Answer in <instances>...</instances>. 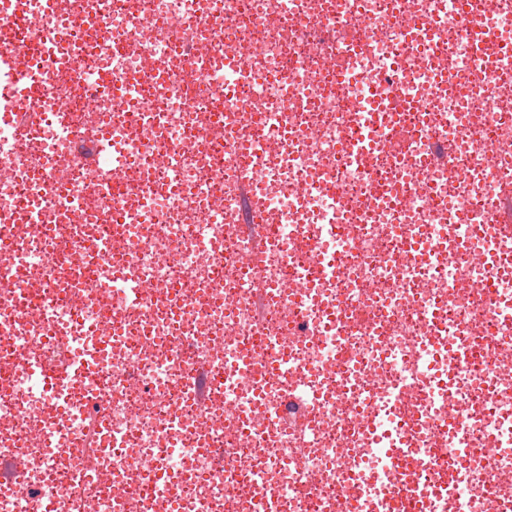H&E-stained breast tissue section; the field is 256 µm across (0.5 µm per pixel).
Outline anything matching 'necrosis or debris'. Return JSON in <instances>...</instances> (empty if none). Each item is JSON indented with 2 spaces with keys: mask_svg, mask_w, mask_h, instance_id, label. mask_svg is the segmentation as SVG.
<instances>
[{
  "mask_svg": "<svg viewBox=\"0 0 512 512\" xmlns=\"http://www.w3.org/2000/svg\"><path fill=\"white\" fill-rule=\"evenodd\" d=\"M60 3L0 6L43 51L0 128V512H410L398 445L423 512H512V0L474 4L491 83L456 0ZM473 26V42H472V62L477 66L486 81L493 79L488 64L482 56L481 45L487 39H490L494 29L487 18L476 17L471 20Z\"/></svg>",
  "mask_w": 512,
  "mask_h": 512,
  "instance_id": "1",
  "label": "necrosis or debris"
}]
</instances>
